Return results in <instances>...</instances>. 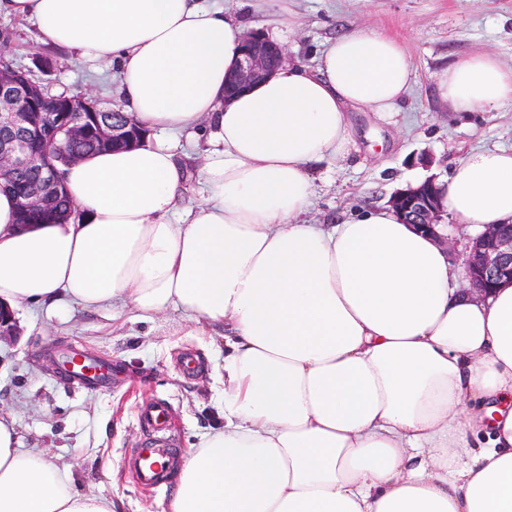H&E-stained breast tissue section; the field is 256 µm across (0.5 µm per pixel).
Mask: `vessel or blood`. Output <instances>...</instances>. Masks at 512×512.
Instances as JSON below:
<instances>
[{"label":"vessel or blood","mask_w":512,"mask_h":512,"mask_svg":"<svg viewBox=\"0 0 512 512\" xmlns=\"http://www.w3.org/2000/svg\"><path fill=\"white\" fill-rule=\"evenodd\" d=\"M68 377L88 388L105 386L113 376L111 364L69 352L63 360ZM142 440L124 459L125 468L145 487L160 486L180 451V440L171 430V407L163 400L144 403L137 415Z\"/></svg>","instance_id":"b4317fda"}]
</instances>
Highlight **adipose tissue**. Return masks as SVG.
<instances>
[{
    "label": "adipose tissue",
    "mask_w": 512,
    "mask_h": 512,
    "mask_svg": "<svg viewBox=\"0 0 512 512\" xmlns=\"http://www.w3.org/2000/svg\"><path fill=\"white\" fill-rule=\"evenodd\" d=\"M40 44L116 69L118 107L152 136L64 167L75 218L18 225L0 193V302L178 312L224 339L223 425L175 473L165 512H512V285L464 295L431 235L391 208L306 222L309 168L343 156L350 108L401 105L402 42L345 31L232 99L249 26L203 0H0ZM456 112L512 102V68L474 54L438 75ZM207 124L184 197L181 136ZM444 206L512 223V150L456 159ZM0 512H112L0 414Z\"/></svg>",
    "instance_id": "obj_1"
}]
</instances>
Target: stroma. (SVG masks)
<instances>
[{"label": "stroma", "mask_w": 512, "mask_h": 512, "mask_svg": "<svg viewBox=\"0 0 512 512\" xmlns=\"http://www.w3.org/2000/svg\"><path fill=\"white\" fill-rule=\"evenodd\" d=\"M283 7L275 40L294 59L313 63L322 43L343 30H377L402 41L415 74L398 111L352 112L345 156L310 171L308 222L327 224L358 206L387 204L394 192L431 176L446 181L468 149L512 147V104L452 112L437 89L443 68L473 54L512 68V0H284ZM54 58V92L114 102L112 82L90 65L61 52ZM15 317L21 334L0 347V410L13 414L24 448L71 466L76 488L111 499L112 512H163L171 484L144 489L123 468L140 439L136 408L152 397L168 400L182 448L197 443L223 405V343L188 335L176 312L152 322L79 309L66 322L40 311ZM63 343L112 360L127 377L100 393L78 388L50 369ZM187 352L199 357V375L179 372Z\"/></svg>", "instance_id": "stroma-1"}]
</instances>
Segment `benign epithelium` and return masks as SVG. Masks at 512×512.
Returning a JSON list of instances; mask_svg holds the SVG:
<instances>
[{"instance_id":"benign-epithelium-1","label":"benign epithelium","mask_w":512,"mask_h":512,"mask_svg":"<svg viewBox=\"0 0 512 512\" xmlns=\"http://www.w3.org/2000/svg\"><path fill=\"white\" fill-rule=\"evenodd\" d=\"M288 48L270 41L261 33H249L243 44L242 57L229 76L226 87L244 90L266 77L271 64L288 61ZM47 112L78 113L80 118H67L59 128L65 142L83 139L93 132L98 139L114 144L131 137L135 123L114 122L102 116L91 99L77 96L65 101L37 96L17 82L15 70L0 66V177L22 170L35 162L32 137L40 131ZM42 183L19 194L18 206L25 214L37 213L50 205L49 191L58 183V170L46 165ZM389 206L403 221L431 233L448 250L455 242L439 232L446 209L442 187L435 179H427L392 195ZM464 290L485 293L501 284H512V225L487 224L472 239L464 269ZM19 335L13 313L0 305V342L12 341Z\"/></svg>"}]
</instances>
